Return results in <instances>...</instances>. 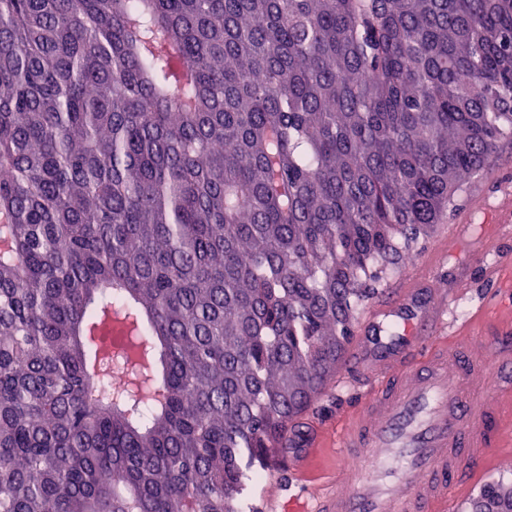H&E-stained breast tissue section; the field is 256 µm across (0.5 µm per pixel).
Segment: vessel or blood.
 Segmentation results:
<instances>
[{"instance_id": "vessel-or-blood-1", "label": "vessel or blood", "mask_w": 512, "mask_h": 512, "mask_svg": "<svg viewBox=\"0 0 512 512\" xmlns=\"http://www.w3.org/2000/svg\"><path fill=\"white\" fill-rule=\"evenodd\" d=\"M468 281L408 278L373 301L347 349L344 373L362 407L337 433L290 427L288 471L311 486L306 512H458L512 446V313L464 330L452 304ZM336 451V487L310 466Z\"/></svg>"}]
</instances>
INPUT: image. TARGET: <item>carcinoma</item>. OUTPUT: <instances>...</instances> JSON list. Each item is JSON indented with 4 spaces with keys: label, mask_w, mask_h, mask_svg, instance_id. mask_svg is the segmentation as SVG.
I'll return each instance as SVG.
<instances>
[{
    "label": "carcinoma",
    "mask_w": 512,
    "mask_h": 512,
    "mask_svg": "<svg viewBox=\"0 0 512 512\" xmlns=\"http://www.w3.org/2000/svg\"><path fill=\"white\" fill-rule=\"evenodd\" d=\"M511 139L512 0H0V512H259Z\"/></svg>",
    "instance_id": "cac0c4a2"
}]
</instances>
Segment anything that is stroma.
Here are the masks:
<instances>
[{"label": "stroma", "mask_w": 512, "mask_h": 512, "mask_svg": "<svg viewBox=\"0 0 512 512\" xmlns=\"http://www.w3.org/2000/svg\"><path fill=\"white\" fill-rule=\"evenodd\" d=\"M458 224L470 226L469 236L448 241L441 231L434 232L398 269L389 273L386 286L398 284L408 274L429 267L434 271L437 287L448 289L466 279L477 295L493 297L496 307L508 308L512 305V235L496 234L494 227L512 225V142L500 144L488 168L467 181L450 206L444 228ZM497 254L507 257L508 262L491 284L483 278V267ZM360 396V388L353 383L329 384L308 417L321 427L335 428L347 411L357 408ZM269 476L282 484L285 493L271 497L264 486L253 488L252 498L260 512H288L289 498L307 499L308 486L293 481L287 469L270 471Z\"/></svg>", "instance_id": "obj_1"}]
</instances>
